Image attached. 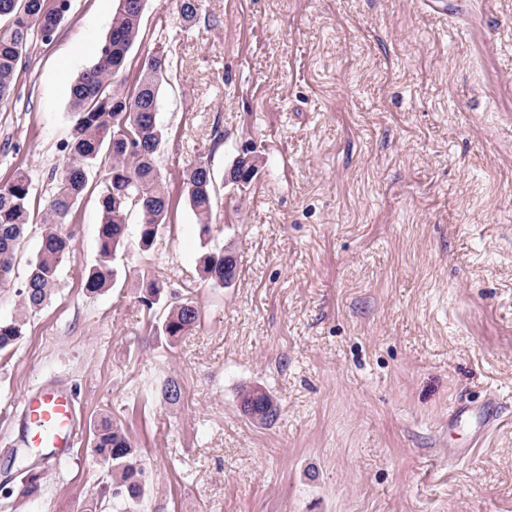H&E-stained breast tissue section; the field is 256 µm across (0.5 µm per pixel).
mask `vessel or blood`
I'll return each instance as SVG.
<instances>
[{"mask_svg": "<svg viewBox=\"0 0 512 512\" xmlns=\"http://www.w3.org/2000/svg\"><path fill=\"white\" fill-rule=\"evenodd\" d=\"M26 440L28 445L46 449L44 472H51L70 454L79 438L74 397L70 391L46 388L23 398ZM494 422L491 404L475 409L458 407L450 425L466 424L474 431H482Z\"/></svg>", "mask_w": 512, "mask_h": 512, "instance_id": "obj_1", "label": "vessel or blood"}]
</instances>
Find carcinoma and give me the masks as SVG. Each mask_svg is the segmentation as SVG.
Instances as JSON below:
<instances>
[{"label":"carcinoma","mask_w":512,"mask_h":512,"mask_svg":"<svg viewBox=\"0 0 512 512\" xmlns=\"http://www.w3.org/2000/svg\"><path fill=\"white\" fill-rule=\"evenodd\" d=\"M61 2L66 7L57 9L48 0H0V104L10 100L15 91L25 68L23 60L27 58L31 36L59 28L68 15L70 0ZM117 2L111 31L100 44L94 63L71 86L73 125L66 145L68 162L43 205V232L21 292V314L0 320V353L14 348L24 335L23 314L41 309L56 287L63 260L73 253L72 235L63 232V224L90 189L92 168L102 167L104 174L97 190V259L84 284L88 294L112 286L116 276L114 262L125 247V227L131 212L139 213V244L147 250L171 209V199L156 166V153L163 138L157 123L158 94L170 69V59L165 52L156 50L144 59L133 92L118 85L117 77L140 35L144 0ZM117 117L124 120L134 138L130 146L112 141ZM252 168V161L243 156L231 184L247 185ZM184 184L186 199L206 236L214 200L213 172L208 160L200 158L188 165ZM34 210L31 183L24 173H16L0 186L1 284L12 278L17 250ZM199 265L203 277L216 286H227L236 276V260L222 250L204 253ZM163 292L164 285L151 280L142 291L140 302L150 311L162 312L155 333L172 344L189 334L200 319V310L189 298L169 302ZM162 394L166 403L176 405L182 398V389L170 379L162 386ZM240 404L253 419L267 420L275 412L271 396L259 388L242 390ZM92 451L105 466L101 496L112 503V509L126 512L131 504L140 503L145 491V470L140 449L127 434L103 418L94 425Z\"/></svg>","instance_id":"obj_1"}]
</instances>
